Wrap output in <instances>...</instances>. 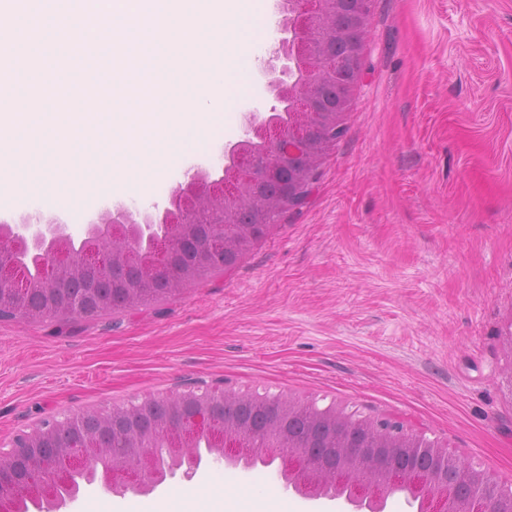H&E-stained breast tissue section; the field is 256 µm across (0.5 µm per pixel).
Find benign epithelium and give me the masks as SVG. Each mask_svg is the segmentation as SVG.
Wrapping results in <instances>:
<instances>
[{
	"instance_id": "1",
	"label": "benign epithelium",
	"mask_w": 512,
	"mask_h": 512,
	"mask_svg": "<svg viewBox=\"0 0 512 512\" xmlns=\"http://www.w3.org/2000/svg\"><path fill=\"white\" fill-rule=\"evenodd\" d=\"M371 0H279L283 14L278 47L261 71L275 105L270 115L246 117L257 141L224 148L223 174L212 179L203 171L187 174L172 193L171 206L138 218L127 206L106 209L82 230L81 249L73 252L75 235L67 224L48 220L0 225V298L15 306L37 289H47V306H65L71 316L81 314L85 294L57 300L68 278L81 270L105 269L107 274L132 263L149 275L175 269L173 256L193 240L199 227L206 232V250L221 251L242 239H253L251 227L235 223L237 206L250 199L249 190L261 176L286 169L294 173L275 210H301L319 178L321 157L313 136L335 137L344 132L341 113L347 111L358 83ZM350 12L354 28L342 34L331 25L336 15ZM170 416L155 430L134 438L105 440L116 419L114 407L96 411L100 431L83 434L77 444L63 441L76 433L83 410L51 419L17 436L13 448L0 451V512H19L27 501L40 503V512H60L77 496L58 494L69 476L94 460L105 463L107 488L116 496L152 490L166 477L190 481L202 460L185 455L201 437L211 454L225 464L247 465L262 453L288 463L286 487L303 494L326 492L336 486L350 512H384L388 497L402 489L417 502V512H490L499 501L483 492L494 482L470 461L449 459L445 448H430L422 461L415 435L393 420L370 418L363 423L336 414L341 423L335 446L317 456L303 442L291 443L270 430L263 445L250 427L224 420L213 408L224 402V391L187 390L167 396Z\"/></svg>"
}]
</instances>
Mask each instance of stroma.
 Listing matches in <instances>:
<instances>
[{
  "mask_svg": "<svg viewBox=\"0 0 512 512\" xmlns=\"http://www.w3.org/2000/svg\"><path fill=\"white\" fill-rule=\"evenodd\" d=\"M44 123L108 125L56 88ZM273 104L254 75L224 117ZM343 136L303 210L173 300L72 322L0 321V449L42 421L197 387L390 417L512 487V0H371ZM149 494L178 512H255L260 482L216 462ZM185 496L188 497H207L221 500H231L239 496L241 491L239 489L224 488V484L218 486L206 485L205 487L190 488L184 491Z\"/></svg>",
  "mask_w": 512,
  "mask_h": 512,
  "instance_id": "obj_1",
  "label": "stroma"
}]
</instances>
